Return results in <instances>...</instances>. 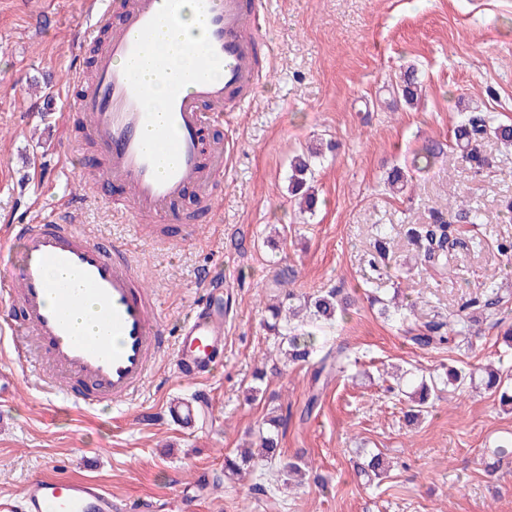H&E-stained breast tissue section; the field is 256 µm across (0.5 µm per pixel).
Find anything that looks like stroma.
<instances>
[{
	"instance_id": "1",
	"label": "stroma",
	"mask_w": 512,
	"mask_h": 512,
	"mask_svg": "<svg viewBox=\"0 0 512 512\" xmlns=\"http://www.w3.org/2000/svg\"><path fill=\"white\" fill-rule=\"evenodd\" d=\"M82 0H0V239L12 224L60 217L104 245L124 243L168 323L188 313L203 271L221 277L231 313L224 364L203 384L211 404L203 426L185 431L162 413L166 399L198 386L176 378L169 360L121 409H82L19 374L13 399L0 401V497L19 494L37 474L88 476L118 497H159L164 512H512V463L493 467L488 450L512 435V411L478 388L447 389L419 425L388 372L494 364L512 371V298L499 319H484L472 346L424 351L404 327L444 321L480 296L491 276L512 285V146L495 137L478 149L487 164L462 162L446 144L469 112L512 123V0H266L259 37L264 78L251 103L225 111L232 146L216 199L219 221L169 247L141 224L118 221L122 185L95 189L86 163L98 161L78 113L69 108L72 62L91 58L80 40ZM415 66L423 89L407 105L396 82ZM433 143L445 150L427 169L412 166ZM320 145L315 213L289 195V160ZM412 178L400 193L393 167ZM470 199L480 224H455L465 246L446 268L421 264L406 237L431 223L454 197ZM385 260L371 266L378 232ZM287 273L301 296L329 288L352 303L333 324L295 322L315 349L346 343L356 366L327 386L312 364H288L267 327L276 279ZM401 289L417 303L406 324L387 320L370 297ZM268 398L251 400L256 370ZM318 402L311 416L309 396ZM288 418L283 459H302L321 482L290 485L279 467H256L215 490L183 493L193 470L222 475L224 457L250 442L271 410ZM382 452L386 477L356 470Z\"/></svg>"
}]
</instances>
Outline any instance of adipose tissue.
Returning <instances> with one entry per match:
<instances>
[{
    "mask_svg": "<svg viewBox=\"0 0 512 512\" xmlns=\"http://www.w3.org/2000/svg\"><path fill=\"white\" fill-rule=\"evenodd\" d=\"M183 19L174 34H162L155 37L148 45L144 58L135 67V75L148 88L150 93L149 106L158 110L163 85L161 78L153 70L157 58L166 57L177 66L186 67L192 64L195 52L204 43V32L197 25L194 17V0H182Z\"/></svg>",
    "mask_w": 512,
    "mask_h": 512,
    "instance_id": "ef3b65f1",
    "label": "adipose tissue"
}]
</instances>
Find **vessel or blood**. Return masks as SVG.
Here are the masks:
<instances>
[{
  "label": "vessel or blood",
  "mask_w": 512,
  "mask_h": 512,
  "mask_svg": "<svg viewBox=\"0 0 512 512\" xmlns=\"http://www.w3.org/2000/svg\"><path fill=\"white\" fill-rule=\"evenodd\" d=\"M84 40L95 48L91 69L74 64L72 102L107 164L100 183L124 185L128 213L157 223L180 222L178 206L196 193L215 216L214 179L224 173V142L206 130L225 109L246 104L263 79L258 30L263 0H195L205 41L195 66L174 69L157 60L167 90L160 113H150L146 89L132 69L150 40L180 23L179 0H83ZM108 37H101V30ZM22 248L17 269L0 278V328L10 334L16 361L44 387L92 408L128 405L166 352L186 382L206 381L224 362V283L205 279L189 316L169 325L158 315L129 251L103 248L74 224L53 220L14 224ZM72 283L50 279V269ZM210 398L198 391L166 400L164 415L183 429L200 424ZM0 512H160L152 498H118L91 478L38 475L18 497L0 498Z\"/></svg>",
  "instance_id": "b4317fda"
}]
</instances>
